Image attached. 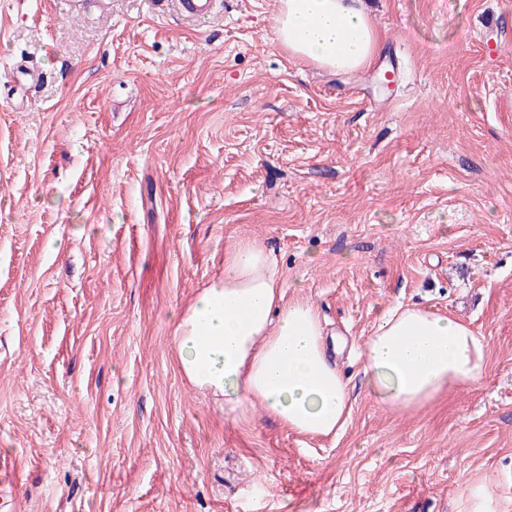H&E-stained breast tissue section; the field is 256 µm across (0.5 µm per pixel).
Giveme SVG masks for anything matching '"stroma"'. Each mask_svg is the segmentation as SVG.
<instances>
[{
  "label": "stroma",
  "instance_id": "obj_1",
  "mask_svg": "<svg viewBox=\"0 0 512 512\" xmlns=\"http://www.w3.org/2000/svg\"><path fill=\"white\" fill-rule=\"evenodd\" d=\"M278 6L0 0V512H512V0H362L380 49L337 75ZM240 240L347 342L335 436L177 368ZM399 304L470 321L480 381L382 408L357 351ZM181 14L191 18L211 16L215 11V0H176ZM467 492L470 512H494L493 498L485 485H469Z\"/></svg>",
  "mask_w": 512,
  "mask_h": 512
}]
</instances>
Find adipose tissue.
<instances>
[{"label": "adipose tissue", "instance_id": "adipose-tissue-1", "mask_svg": "<svg viewBox=\"0 0 512 512\" xmlns=\"http://www.w3.org/2000/svg\"><path fill=\"white\" fill-rule=\"evenodd\" d=\"M278 41L293 58L341 73L368 66L379 33L359 0H279ZM315 307L285 301L274 256L251 241L224 253V277L198 291L177 317L182 375L221 404L264 412L290 430L326 437L347 424L352 402L331 361ZM486 345L469 321L428 307L386 312L361 347L378 403L419 409L477 383Z\"/></svg>", "mask_w": 512, "mask_h": 512}]
</instances>
